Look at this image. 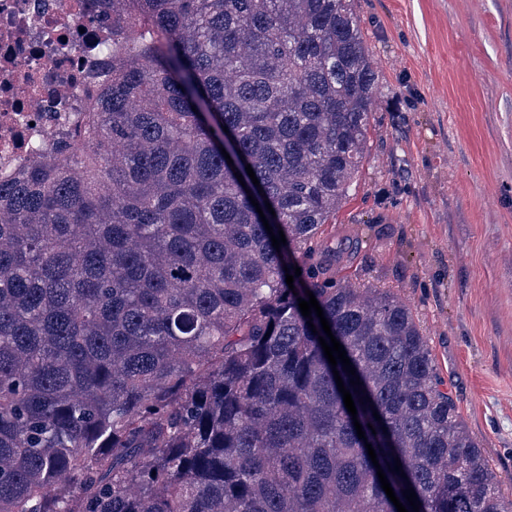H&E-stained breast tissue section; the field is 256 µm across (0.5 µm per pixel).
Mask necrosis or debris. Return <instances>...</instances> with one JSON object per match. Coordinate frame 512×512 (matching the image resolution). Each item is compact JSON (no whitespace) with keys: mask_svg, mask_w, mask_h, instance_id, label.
I'll list each match as a JSON object with an SVG mask.
<instances>
[{"mask_svg":"<svg viewBox=\"0 0 512 512\" xmlns=\"http://www.w3.org/2000/svg\"><path fill=\"white\" fill-rule=\"evenodd\" d=\"M96 0H0V178L47 153L109 76Z\"/></svg>","mask_w":512,"mask_h":512,"instance_id":"necrosis-or-debris-1","label":"necrosis or debris"}]
</instances>
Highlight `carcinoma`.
Here are the masks:
<instances>
[{"mask_svg":"<svg viewBox=\"0 0 512 512\" xmlns=\"http://www.w3.org/2000/svg\"><path fill=\"white\" fill-rule=\"evenodd\" d=\"M108 2L93 151L0 181V512H397L379 468L408 510L512 512L411 308L322 243L380 85L350 0Z\"/></svg>","mask_w":512,"mask_h":512,"instance_id":"1","label":"carcinoma"}]
</instances>
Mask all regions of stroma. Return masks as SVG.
<instances>
[{
  "mask_svg": "<svg viewBox=\"0 0 512 512\" xmlns=\"http://www.w3.org/2000/svg\"><path fill=\"white\" fill-rule=\"evenodd\" d=\"M381 75L341 277L408 304L512 498V0H353Z\"/></svg>",
  "mask_w": 512,
  "mask_h": 512,
  "instance_id": "1",
  "label": "stroma"
}]
</instances>
